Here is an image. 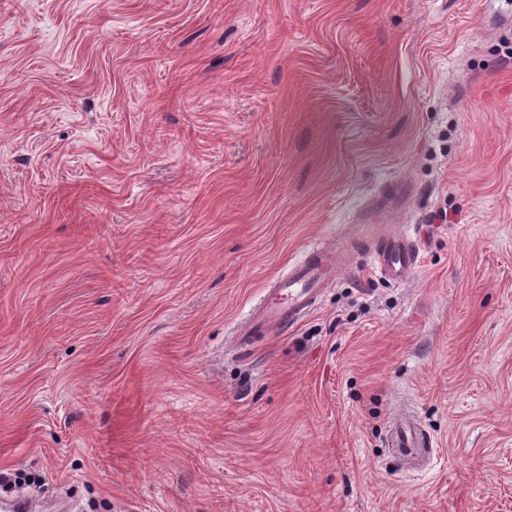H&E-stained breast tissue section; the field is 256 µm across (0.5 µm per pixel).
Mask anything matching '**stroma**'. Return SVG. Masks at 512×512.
Segmentation results:
<instances>
[{"label":"stroma","instance_id":"obj_1","mask_svg":"<svg viewBox=\"0 0 512 512\" xmlns=\"http://www.w3.org/2000/svg\"><path fill=\"white\" fill-rule=\"evenodd\" d=\"M398 180L395 283L356 218ZM0 468L76 512H512V0H0ZM365 242L370 248L374 268L391 281L403 282L420 267L419 242L406 230L376 237L366 235ZM344 267V254L333 246L309 250L266 288L263 299L253 307L238 336L244 340L260 333H279L293 326L302 313L315 305L322 288L332 283ZM391 442L394 448H400L410 462L419 460L428 451L425 436L410 420H400L393 426Z\"/></svg>","mask_w":512,"mask_h":512}]
</instances>
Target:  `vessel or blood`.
I'll return each instance as SVG.
<instances>
[{"label": "vessel or blood", "mask_w": 512, "mask_h": 512, "mask_svg": "<svg viewBox=\"0 0 512 512\" xmlns=\"http://www.w3.org/2000/svg\"><path fill=\"white\" fill-rule=\"evenodd\" d=\"M365 241L370 248L374 268L391 281H405L420 267V245L408 231L376 237L369 235ZM344 266V254L334 247L309 250L286 273L275 278L241 326L240 336L275 334L294 325L302 313L315 305L322 288L332 283ZM391 442L411 462L419 460L428 451L425 436L409 420H401L394 425Z\"/></svg>", "instance_id": "obj_1"}]
</instances>
